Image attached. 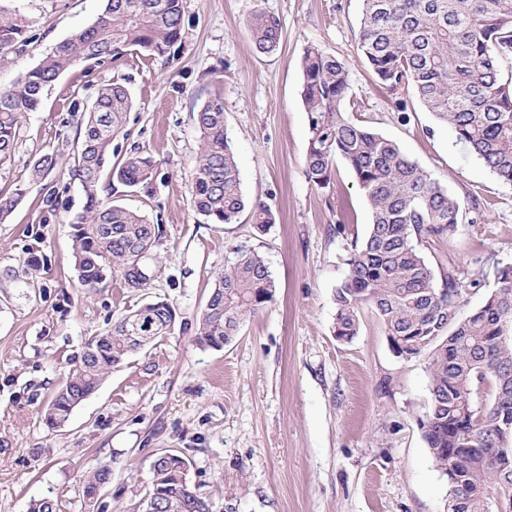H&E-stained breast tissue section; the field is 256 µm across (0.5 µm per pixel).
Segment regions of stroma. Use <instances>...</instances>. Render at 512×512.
<instances>
[{
    "instance_id": "1",
    "label": "stroma",
    "mask_w": 512,
    "mask_h": 512,
    "mask_svg": "<svg viewBox=\"0 0 512 512\" xmlns=\"http://www.w3.org/2000/svg\"><path fill=\"white\" fill-rule=\"evenodd\" d=\"M30 22L31 42L0 54V86H10L57 42L91 24L104 0H12ZM185 48L170 62L128 54L63 73L23 120L0 190L24 196L0 223V512H27L51 497L61 512H134L155 458L189 460L192 488L211 512H448V481L419 426L429 400L425 357L392 350L382 323L360 312L351 342L336 340L333 293L355 241L372 222L367 199L343 160L327 186L307 174L308 114L302 58L316 48L342 60L362 120L395 141L466 205L464 221L440 252L474 280L471 312L512 265V184L468 153L452 131L409 98L401 121L395 97L357 49L362 0H184ZM277 17L276 53L258 54L248 19ZM126 86L133 101L122 150L154 159V196L120 192L124 207L160 225L145 287L109 277L82 286L72 257L73 216L84 195L66 171L34 180L42 154L70 155L76 126L98 89ZM224 105L227 136L248 204L268 205L276 222L259 233L248 215L209 224L190 206L200 131L196 114L212 97ZM59 200L43 201L47 186ZM264 256L273 300L248 317L220 349L195 342V322L232 247ZM176 310L172 335L132 355L68 422L48 428L54 388L87 340L128 310L154 299ZM111 479L84 495L98 465Z\"/></svg>"
}]
</instances>
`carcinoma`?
Here are the masks:
<instances>
[{"label":"carcinoma","mask_w":512,"mask_h":512,"mask_svg":"<svg viewBox=\"0 0 512 512\" xmlns=\"http://www.w3.org/2000/svg\"><path fill=\"white\" fill-rule=\"evenodd\" d=\"M183 0H106L103 12L84 29L56 43L41 61L9 87L0 88V168L11 164L23 118L40 104L43 90L80 64L102 65L130 53L170 61L184 45ZM256 51L271 54L281 38L280 21L262 10L248 21ZM26 16L0 6V52L29 42ZM357 46L376 81L399 94L412 91L421 107L448 126L457 141L500 179L512 183V76L502 62L512 56V0H363ZM349 71L316 48L303 58L302 100L309 119L306 154L309 179L329 183L335 160H344L363 189L372 212L366 236L354 244L348 273L336 286V322L343 336H358L359 311L370 308L386 335L407 343L426 342L432 418L423 432L439 469L448 467V449L457 447L458 410L469 411L472 435L485 450L463 456L461 512H497L512 507V464L497 466L494 432L503 416L512 418V339L495 343L512 327V266L497 271L495 305L459 314L466 284L456 265L436 257L437 242L463 220V203L400 146L345 116ZM132 99L118 82L102 86L80 121L76 151L63 158H37L31 176L43 178L68 167L85 197L72 219L74 267L81 285L95 288L107 272L129 288L148 280L145 261L159 239L148 218L101 196V176L110 168V191L120 185L153 195L155 161L140 148L119 155L112 143L126 135ZM200 149L190 181L193 210L210 224H235L246 209L240 171L229 145L224 105L203 104L196 115ZM22 191L0 194V222L17 207ZM261 233L275 223L265 204L254 206ZM275 283L264 257L239 245L217 276L196 321L195 341L222 348L239 334L245 319L274 297ZM176 312L165 300L147 302L92 336L81 361L52 395L44 420L63 426L72 411L97 392L105 377L145 348L135 336L160 341L174 330ZM188 459L165 452L149 478L153 512H210L209 500L189 485ZM101 465L90 475L85 495L93 498L109 482Z\"/></svg>","instance_id":"obj_1"}]
</instances>
